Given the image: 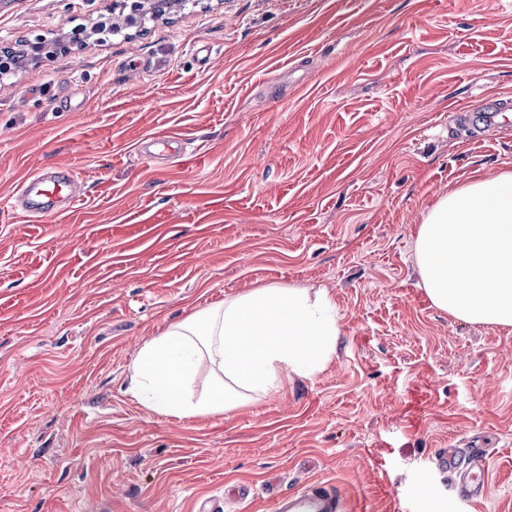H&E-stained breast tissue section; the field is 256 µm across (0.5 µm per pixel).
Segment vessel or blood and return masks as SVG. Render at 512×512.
I'll return each mask as SVG.
<instances>
[{"label":"vessel or blood","mask_w":512,"mask_h":512,"mask_svg":"<svg viewBox=\"0 0 512 512\" xmlns=\"http://www.w3.org/2000/svg\"><path fill=\"white\" fill-rule=\"evenodd\" d=\"M481 111L487 112L495 128L512 125V100L484 101ZM21 209L36 218L54 215L57 205L75 206L81 200L74 180L66 172L54 169L34 173L18 190ZM441 470L455 472L459 481L451 489L453 499L472 501L486 496L489 485L486 449L471 446L466 452L451 450L437 459ZM347 506L334 485L311 482L306 486L280 493L273 503V512H346Z\"/></svg>","instance_id":"vessel-or-blood-1"}]
</instances>
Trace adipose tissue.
Returning a JSON list of instances; mask_svg holds the SVG:
<instances>
[{
  "mask_svg": "<svg viewBox=\"0 0 512 512\" xmlns=\"http://www.w3.org/2000/svg\"><path fill=\"white\" fill-rule=\"evenodd\" d=\"M414 257L433 306L461 321L512 327V173L482 175L440 197L422 216ZM338 334L327 291L255 288L146 342L130 366L131 391L160 415H221L292 377L314 378ZM205 361L213 378L196 399L190 387Z\"/></svg>",
  "mask_w": 512,
  "mask_h": 512,
  "instance_id": "obj_1",
  "label": "adipose tissue"
}]
</instances>
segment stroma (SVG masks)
<instances>
[{
  "label": "stroma",
  "mask_w": 512,
  "mask_h": 512,
  "mask_svg": "<svg viewBox=\"0 0 512 512\" xmlns=\"http://www.w3.org/2000/svg\"><path fill=\"white\" fill-rule=\"evenodd\" d=\"M104 14L0 0V44ZM486 95L512 96V0H195L0 78V512H272L305 479L442 512L436 459L472 440L490 494L443 512H512V327L435 308L414 261L439 197L512 172V131L470 139ZM42 168L83 200L39 221L14 203ZM270 284L336 302L316 378L191 419L130 395L146 341Z\"/></svg>",
  "instance_id": "35a3bbf8"
}]
</instances>
